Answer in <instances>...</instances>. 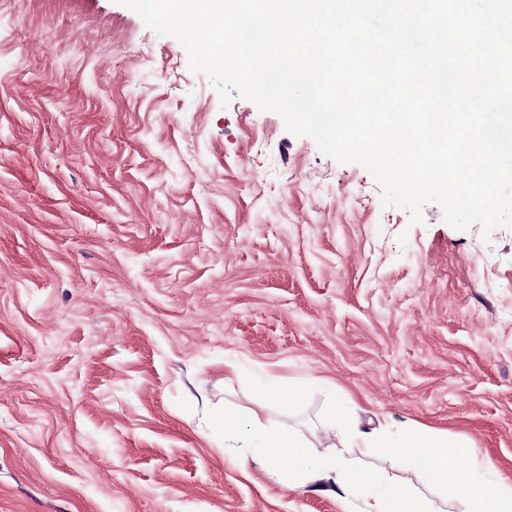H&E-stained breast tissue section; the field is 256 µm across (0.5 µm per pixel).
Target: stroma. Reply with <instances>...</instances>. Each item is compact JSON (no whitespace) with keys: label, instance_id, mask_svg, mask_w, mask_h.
Returning a JSON list of instances; mask_svg holds the SVG:
<instances>
[{"label":"stroma","instance_id":"1","mask_svg":"<svg viewBox=\"0 0 512 512\" xmlns=\"http://www.w3.org/2000/svg\"><path fill=\"white\" fill-rule=\"evenodd\" d=\"M335 400L512 486V229L410 225L117 0H0V512H361L213 423L326 455Z\"/></svg>","mask_w":512,"mask_h":512}]
</instances>
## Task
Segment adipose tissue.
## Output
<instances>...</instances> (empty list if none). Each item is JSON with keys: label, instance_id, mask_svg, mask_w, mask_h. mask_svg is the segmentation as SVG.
Listing matches in <instances>:
<instances>
[{"label": "adipose tissue", "instance_id": "obj_1", "mask_svg": "<svg viewBox=\"0 0 512 512\" xmlns=\"http://www.w3.org/2000/svg\"><path fill=\"white\" fill-rule=\"evenodd\" d=\"M345 414L343 405L332 404L329 423L338 428L344 444L358 442L362 447L394 455L402 460L406 472L424 475L432 485L453 484L457 495L468 503V512H512V488L499 483L493 470H486L480 477L449 475L447 437L411 430L379 437L344 427ZM216 425L225 441L244 442L252 461L276 474L284 485L334 474L345 489L358 494L363 512H426L407 480L368 476L339 450L328 457L312 458L303 439L293 431L268 425L263 411L244 415L227 412L217 417Z\"/></svg>", "mask_w": 512, "mask_h": 512}]
</instances>
